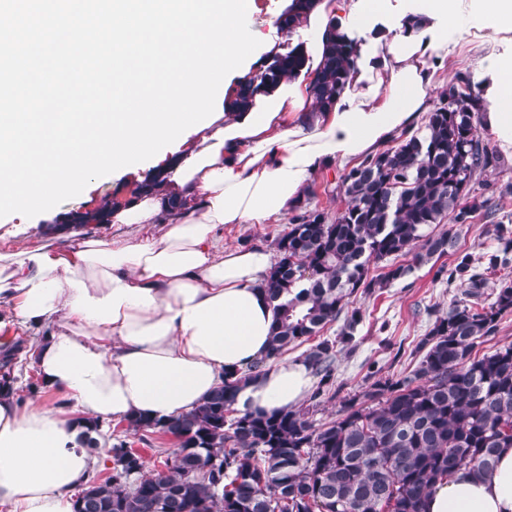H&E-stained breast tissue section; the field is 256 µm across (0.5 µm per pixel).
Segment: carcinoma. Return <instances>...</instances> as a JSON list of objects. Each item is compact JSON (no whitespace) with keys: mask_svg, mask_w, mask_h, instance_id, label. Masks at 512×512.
<instances>
[{"mask_svg":"<svg viewBox=\"0 0 512 512\" xmlns=\"http://www.w3.org/2000/svg\"><path fill=\"white\" fill-rule=\"evenodd\" d=\"M309 0H291L283 23L304 22ZM356 42L334 34L311 82L326 108L344 89ZM307 57L300 45L276 54L245 78L227 112L253 104L298 78ZM424 129L405 131L395 145L368 155L341 180L346 204L330 220L309 200L291 209L288 232L274 245L277 262L264 278L278 301L277 324L265 359L224 382L190 412L167 421L127 419V428L173 439L163 467L143 475L139 450L112 445V468L95 474L79 493L81 512H423L434 485L464 467L487 474L501 449L512 447V344L474 354L512 313V228L496 224L498 246L474 260L457 251L463 230L484 204H462L498 156L476 133L480 97L467 85L443 92ZM452 253L436 277L461 289L448 313L430 325L409 373L379 378L344 397L336 417L313 413L335 386L336 349H353L358 313L350 297L369 295L406 278L431 257ZM411 256L408 263L398 260ZM389 260L378 276L373 261ZM498 276L491 293L490 275ZM343 320L301 354L320 377L310 404L280 417L240 414L241 382L295 346Z\"/></svg>","mask_w":512,"mask_h":512,"instance_id":"1","label":"carcinoma"}]
</instances>
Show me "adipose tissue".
Returning <instances> with one entry per match:
<instances>
[{
    "label": "adipose tissue",
    "instance_id": "1",
    "mask_svg": "<svg viewBox=\"0 0 512 512\" xmlns=\"http://www.w3.org/2000/svg\"><path fill=\"white\" fill-rule=\"evenodd\" d=\"M512 31V0H315L284 38L307 42L318 68L333 31L363 37L336 102L316 111L306 85L284 84L246 112H227L154 168L162 191L108 207L116 236L63 231V244L0 252V322L41 333L38 376L60 403L0 397V512H74L97 460L81 424L194 409L227 372L264 358L276 320L263 289L272 255L226 247L228 224L283 218L321 169L375 154L427 110L449 43L470 14ZM387 30H373L374 18ZM489 77L481 128L512 155V55L480 62ZM313 385L306 363L267 366L237 393L239 413L297 409ZM425 512H512V447L488 475L464 468L428 494Z\"/></svg>",
    "mask_w": 512,
    "mask_h": 512
}]
</instances>
